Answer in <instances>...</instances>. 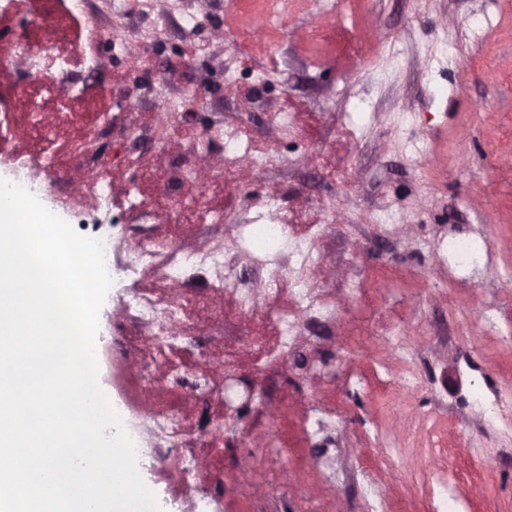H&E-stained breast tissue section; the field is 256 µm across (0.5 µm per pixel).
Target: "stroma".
Instances as JSON below:
<instances>
[{
  "instance_id": "stroma-1",
  "label": "stroma",
  "mask_w": 512,
  "mask_h": 512,
  "mask_svg": "<svg viewBox=\"0 0 512 512\" xmlns=\"http://www.w3.org/2000/svg\"><path fill=\"white\" fill-rule=\"evenodd\" d=\"M93 16L68 17L58 0L13 5L0 15V52L20 37L52 44L80 58L95 46L101 66L73 118L54 117L56 148L79 136L101 107L113 115L112 214L115 225L80 224L83 235L112 237L113 261L134 238L137 214L126 196L136 185L151 197L154 232L177 240L194 231L191 219L171 215L165 191L186 147L142 151L127 160L121 141L125 115L146 124L188 128L196 135L249 119L256 145L278 158L279 172L240 160L225 171L220 150L198 158L201 174L182 186L204 205L235 211L224 236L254 216L249 198L268 196L292 233L323 229L324 262L313 285L336 303L321 363L310 375L299 363L266 377L273 413L261 425L264 447L237 449L223 461L224 478L198 486L223 499L224 512H251L237 489L242 461L291 448L287 470L293 496L271 512H294L298 498L318 512H363L359 485L322 482L323 458L303 431L308 412L331 409L342 422L330 445L350 458L388 501V512H444L458 496L460 512H512V0H288L269 20L263 39L238 46L239 28L252 25L245 6L226 15V0H156L142 12L144 27L162 25L181 6L197 17L188 33L170 31L150 49L132 45L114 55L92 43L93 25L112 17V0H96ZM196 57H182L187 44ZM150 53L151 70L131 58ZM175 95L193 87L196 106L182 119L137 95L134 85ZM7 101L0 121V173L23 159L34 142L24 126L26 94L12 79L0 84ZM291 113L299 136L277 121ZM366 224L390 225L389 235L365 236ZM481 244L463 264L455 243ZM365 271L361 294L343 283ZM124 286L108 291L99 313L98 383L114 389L109 357L129 331L118 310ZM418 387L398 384L404 367Z\"/></svg>"
}]
</instances>
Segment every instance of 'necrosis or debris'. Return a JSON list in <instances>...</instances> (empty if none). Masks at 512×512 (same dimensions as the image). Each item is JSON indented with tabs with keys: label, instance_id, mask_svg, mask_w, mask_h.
<instances>
[{
	"label": "necrosis or debris",
	"instance_id": "4bbe7bcc",
	"mask_svg": "<svg viewBox=\"0 0 512 512\" xmlns=\"http://www.w3.org/2000/svg\"><path fill=\"white\" fill-rule=\"evenodd\" d=\"M0 66L10 69L19 87H34L25 121L28 130L37 132L42 142L40 149L31 151L27 160L14 168L12 183L40 200L50 191L67 197L63 163L53 149L56 128L46 121L44 102L54 99L61 112H68L70 103L85 95L87 76L98 71V55L85 54L76 65L68 55L53 54L22 40L12 56L0 60ZM111 135V113H99L94 126L70 150L72 159L96 174L94 180L83 185L81 194L103 224L112 221V184L103 175L110 158L98 145ZM170 208L179 217L195 215V236L177 242L149 232L139 234L119 267L125 275L150 273L155 280L153 287L136 289L123 305L141 371L126 375L127 402L119 416L128 426L137 453L156 446L181 449L177 463L160 467L166 483L180 493L205 479L196 466L198 456L223 458L225 441L244 447L253 433L247 425H228L224 386L219 382L205 383L202 388L204 396L216 405L208 434H200L195 427L194 405L186 395L194 373L183 355L198 345L192 327L207 302L193 295L191 286L202 278L210 295L232 292L243 317L253 314L255 293L235 284L236 254L225 246L223 212L208 210L180 196L171 201ZM321 236L322 229L316 225L307 235L287 238L285 225L273 217L253 224L255 260H266L269 247L279 239L287 241L290 263L283 276L290 283L288 306L265 311V318L274 328L270 336L225 335L223 310L209 311L208 342L219 350L241 347L254 354L258 359L255 371L261 377L286 365L289 356L303 345L308 323L329 320L335 313L333 301L308 286L312 273L321 265Z\"/></svg>",
	"mask_w": 512,
	"mask_h": 512
}]
</instances>
